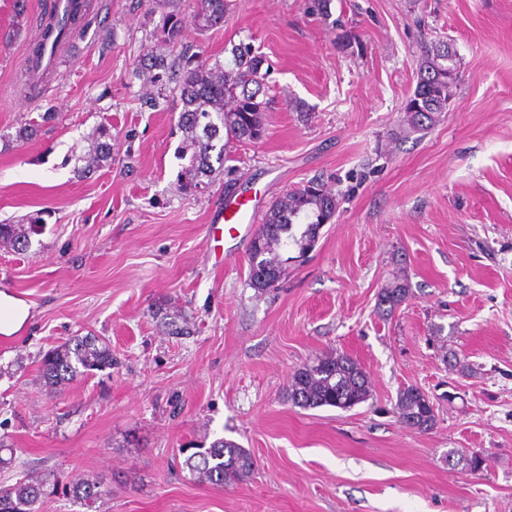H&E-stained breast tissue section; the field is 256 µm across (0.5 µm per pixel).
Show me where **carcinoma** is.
Segmentation results:
<instances>
[{
    "label": "carcinoma",
    "instance_id": "carcinoma-1",
    "mask_svg": "<svg viewBox=\"0 0 512 512\" xmlns=\"http://www.w3.org/2000/svg\"><path fill=\"white\" fill-rule=\"evenodd\" d=\"M332 0H305V10L327 19ZM68 17L57 25L49 22L44 38L33 49L31 70L40 68L47 45L57 30L68 25L76 32L81 19V0H68ZM230 0H192V24L204 32L224 22ZM162 32L171 41L182 36L183 26L176 15L162 18ZM228 63L211 60L203 53H181L172 60L159 55L150 65L154 74L150 81L158 83L167 73L178 76L177 90L182 103L178 128L182 141L176 158L188 160L183 167L182 190L185 192L210 184L216 177L213 163L224 164L230 140L257 142L266 135V119L271 99L267 97L266 79L270 68L262 54L249 44L240 43L231 49ZM457 72L455 57L440 60L437 46L425 43L417 84L406 101L407 124L414 131L425 130L435 122V113L448 107L457 79H448V72ZM88 148L75 158V170L84 176L112 162V133L104 125L95 127L86 137ZM339 209L335 194L317 181L286 192L266 211L258 236L263 240L261 258L250 267V285L263 293L272 288L270 277L283 271L280 250L288 245L298 253L311 250L319 237V228L329 223ZM42 218L27 217L17 224H0V245L25 251L31 236L37 233ZM409 297L408 285L397 282L379 294V305L394 310ZM161 326L171 335L189 334L179 323L180 316L162 307L155 313ZM112 368V348L98 336H72L47 352L41 359L39 378L51 392H60L95 371ZM371 382L367 372L350 355L327 353L298 367L292 374L287 398L302 409L335 407L350 409L368 400ZM398 420L419 432L436 424L433 403L415 386L401 389L397 396ZM185 465L200 482L222 485L230 480H243L255 468L251 453L232 441L218 439L207 448L199 447L187 456ZM72 496L90 507L103 495V483L96 479L74 476L69 479ZM48 493L41 481L32 478L12 485L0 486V512H39Z\"/></svg>",
    "mask_w": 512,
    "mask_h": 512
}]
</instances>
